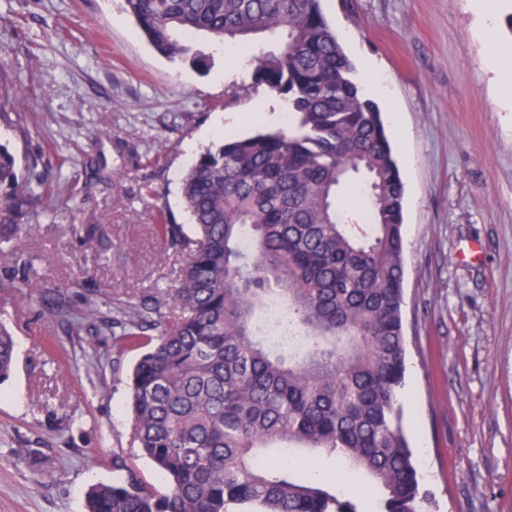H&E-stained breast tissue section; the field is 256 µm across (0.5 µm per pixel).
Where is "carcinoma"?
I'll use <instances>...</instances> for the list:
<instances>
[{
  "mask_svg": "<svg viewBox=\"0 0 512 512\" xmlns=\"http://www.w3.org/2000/svg\"><path fill=\"white\" fill-rule=\"evenodd\" d=\"M161 55L204 66L191 39L246 49L251 86L283 101V128L206 148L182 179L195 238L159 214L157 232L187 253L157 318L149 299L82 318L118 352L141 349L129 380L132 441L165 475L132 471L92 488L86 512H421L402 428L404 184L381 112L321 0H125ZM273 33L272 48L251 44ZM0 144V217L51 210L56 186ZM44 313L69 318L65 302ZM16 363L0 326V384ZM271 448L334 456L371 485L331 488L260 463Z\"/></svg>",
  "mask_w": 512,
  "mask_h": 512,
  "instance_id": "obj_1",
  "label": "carcinoma"
}]
</instances>
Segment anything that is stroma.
<instances>
[{
  "mask_svg": "<svg viewBox=\"0 0 512 512\" xmlns=\"http://www.w3.org/2000/svg\"><path fill=\"white\" fill-rule=\"evenodd\" d=\"M362 87L379 106L405 186L402 424L428 512H512V0H321ZM207 66L147 42L124 0H0V71L24 88L25 120H0L19 167L42 155L59 186L51 213L23 217L11 248L70 313L151 297L169 314L184 254L158 213L192 234L181 197L194 158L252 133L231 118L283 102L245 61L214 48ZM77 165L57 167V155ZM79 200H72L71 189ZM0 269V323L17 364L0 384V512H85L87 490L119 479L120 456L158 490L132 445L137 354L89 369L111 341L72 336Z\"/></svg>",
  "mask_w": 512,
  "mask_h": 512,
  "instance_id": "1",
  "label": "stroma"
}]
</instances>
